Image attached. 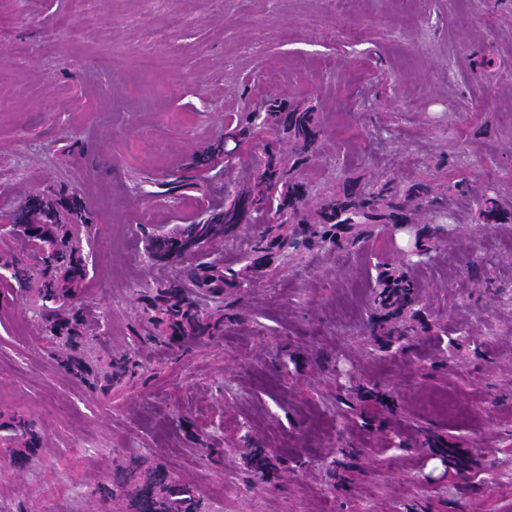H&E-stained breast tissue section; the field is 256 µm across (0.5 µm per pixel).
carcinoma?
Listing matches in <instances>:
<instances>
[{
  "label": "carcinoma",
  "mask_w": 512,
  "mask_h": 512,
  "mask_svg": "<svg viewBox=\"0 0 512 512\" xmlns=\"http://www.w3.org/2000/svg\"><path fill=\"white\" fill-rule=\"evenodd\" d=\"M269 111L283 115L272 125L259 122L254 113L243 110L225 126L224 137L241 145L254 167L250 181L227 192L224 209L205 220L179 224L162 235L144 233V252L152 266H173V278L150 288L132 291L141 311L134 338L151 342L168 352L185 351L214 337L224 335V300L248 287L254 275L266 269L273 274L279 260L306 251L336 248L350 239H368L384 224H404L416 213L427 212L431 223L445 224L453 218L448 211V184L404 183L393 172H382L361 182L350 179L322 192L317 206L307 204V187L319 188L308 172L321 154L324 129L317 113L295 102L274 99ZM290 144L281 150V140ZM217 144L205 156L194 158L167 182L166 193L183 188L204 191L207 174L223 153ZM467 190L479 201L478 222L500 224L512 221L504 206L495 201V186L485 182ZM83 209L62 186L49 193L35 211L19 209L7 221L50 250L23 248L0 264L10 272L26 293V302L40 320L42 336L57 354L59 364L91 392L109 394L112 387L142 378L147 369L136 355L124 352L100 361L94 354L98 335L88 321L89 224ZM240 224H262L246 263L237 270L224 267L216 257L195 259L201 247L219 244ZM426 237H416L404 254L405 264L414 266L431 258ZM376 300L383 309L400 311L409 304L411 285L402 275L382 269L377 278ZM15 447L10 462L28 464L36 456L39 435L32 423L12 417L0 422ZM93 494L112 503L116 512H209L197 489L180 481L171 471L146 457H130L112 471L110 485Z\"/></svg>",
  "instance_id": "carcinoma-1"
}]
</instances>
